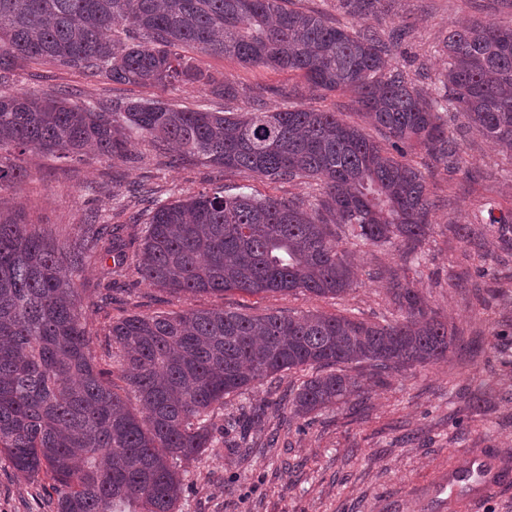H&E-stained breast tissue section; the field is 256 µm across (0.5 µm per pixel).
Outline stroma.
Returning <instances> with one entry per match:
<instances>
[{
    "instance_id": "35a3bbf8",
    "label": "stroma",
    "mask_w": 512,
    "mask_h": 512,
    "mask_svg": "<svg viewBox=\"0 0 512 512\" xmlns=\"http://www.w3.org/2000/svg\"><path fill=\"white\" fill-rule=\"evenodd\" d=\"M295 8L380 34L405 29L392 61L416 87L434 93L448 69L443 40L450 28L470 20L512 23L511 11L494 0H382L379 12L345 13L341 0H292ZM196 63L235 89L232 97L203 86L172 91L119 85L100 77L31 62L16 69L10 90L80 103L115 98L171 104L212 112H243L256 103L276 110L293 104L317 106L350 122L360 115L348 92L321 95L287 72L246 66L235 58L200 54ZM448 133L461 145L462 170L423 164L427 193L434 203L430 232L410 259L403 245L376 246L337 228L336 240L355 267L353 287L342 297L305 292L248 295L202 294L183 299L142 282L132 260L113 273L112 306L90 309L94 351L104 357L110 322L134 313H162L189 307L224 308L248 315L318 311L392 323L399 313L390 298L392 276L423 295L428 307L454 330L456 343L446 359L406 367L376 379L365 363L345 371L361 383L360 396L328 405L309 419L279 412L303 374L292 370L225 396L214 412L224 432L202 458L178 462L183 490L176 512H512V250L491 223V211L512 209V158L472 129L462 113L448 112ZM22 163L32 178L0 195V214L34 225L59 242L73 240L86 215L108 212L124 238L137 236L139 205L112 210L111 197L139 183L186 199L223 187L263 199L308 200L315 181L273 182L239 171H218L135 140L124 156L70 161L29 153ZM480 225L488 259L476 271L465 255L469 241L458 226ZM51 480L26 478L0 454V512H52Z\"/></svg>"
}]
</instances>
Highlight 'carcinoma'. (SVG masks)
I'll list each match as a JSON object with an SVG mask.
<instances>
[{
    "label": "carcinoma",
    "mask_w": 512,
    "mask_h": 512,
    "mask_svg": "<svg viewBox=\"0 0 512 512\" xmlns=\"http://www.w3.org/2000/svg\"><path fill=\"white\" fill-rule=\"evenodd\" d=\"M290 0H0V85L21 61L119 84L166 91L197 84L233 89L198 68L190 50L245 65L287 70L315 90H348L365 123L390 148L337 113L292 106L209 112L166 100L84 101L69 106L0 89V193L29 177L27 152L110 158L129 138L172 144L185 157L272 181L317 178L325 198L313 212L295 201L226 195L221 187L169 202L146 185L135 273L190 299L202 293H291L339 297L354 285L327 212L354 239L417 248L430 230L426 178L409 156L420 150L449 170L463 166L448 135V107L512 155V23L462 22L448 31V72L423 96L388 63L402 33L387 39L288 7ZM349 13L381 0H346ZM118 227L93 212L74 244L60 245L0 217V454L32 476L46 470L54 512H174L181 481L172 461L198 458L216 440L209 410L224 396L291 370L315 372L293 391L304 418L360 393L343 366L366 361L374 376L448 356L455 336L423 296L398 281L400 319L344 315L250 316L224 309L132 315L112 323L120 380L92 353L80 292L89 264L117 258Z\"/></svg>",
    "instance_id": "carcinoma-1"
}]
</instances>
